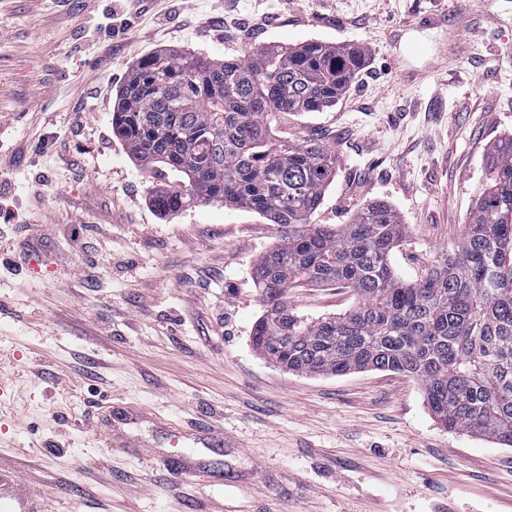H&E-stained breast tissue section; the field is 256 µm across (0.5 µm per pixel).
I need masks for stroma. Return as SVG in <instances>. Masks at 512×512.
Segmentation results:
<instances>
[{
  "mask_svg": "<svg viewBox=\"0 0 512 512\" xmlns=\"http://www.w3.org/2000/svg\"><path fill=\"white\" fill-rule=\"evenodd\" d=\"M136 3L107 39L99 0H0V192L22 214L0 224V469L38 512H512V448L441 427L416 380L262 358L253 271L280 226L216 202L160 214L152 192L181 173L138 166L112 133L142 56L361 49L334 106L272 132L336 150L315 223L389 202L391 261L414 281L455 249L512 133V0ZM357 302L288 293L314 318Z\"/></svg>",
  "mask_w": 512,
  "mask_h": 512,
  "instance_id": "obj_1",
  "label": "stroma"
}]
</instances>
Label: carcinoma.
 Returning a JSON list of instances; mask_svg holds the SVG:
<instances>
[{
    "label": "carcinoma",
    "mask_w": 512,
    "mask_h": 512,
    "mask_svg": "<svg viewBox=\"0 0 512 512\" xmlns=\"http://www.w3.org/2000/svg\"><path fill=\"white\" fill-rule=\"evenodd\" d=\"M364 61L320 41L242 59L147 56L122 86L112 131L140 165L184 174L153 196L160 212L219 201L281 225L255 275L260 355L306 375L403 374L421 384L443 428L512 447V134L489 149L485 189L455 250L414 282L391 263L404 233L393 208L374 199L348 224L312 223L336 152L273 137L272 116L333 106ZM325 285L352 289L358 303L317 319L288 307V290Z\"/></svg>",
    "instance_id": "obj_1"
}]
</instances>
